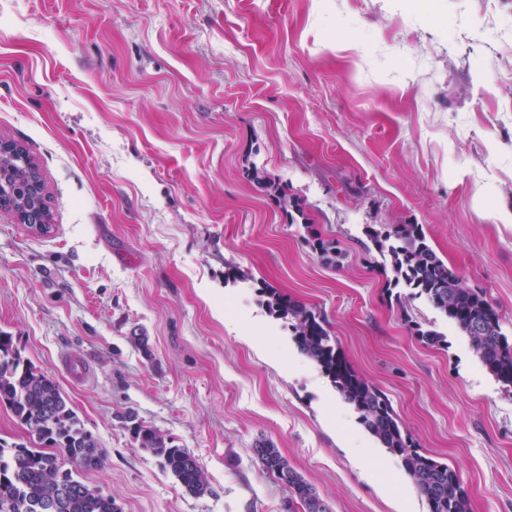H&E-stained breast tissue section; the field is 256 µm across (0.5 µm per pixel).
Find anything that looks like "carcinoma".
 Returning <instances> with one entry per match:
<instances>
[{"instance_id":"carcinoma-1","label":"carcinoma","mask_w":512,"mask_h":512,"mask_svg":"<svg viewBox=\"0 0 512 512\" xmlns=\"http://www.w3.org/2000/svg\"><path fill=\"white\" fill-rule=\"evenodd\" d=\"M368 237L388 253L394 285L412 289L453 322L484 368L512 392V339L502 329L496 307L469 287L438 257L418 224H394ZM268 306L291 322L298 350L330 379L338 394L358 413L360 424L381 447L397 457L429 512H471V501L458 472L414 446L387 396L359 377L315 311L270 291ZM0 404L26 426L23 442H0V512H122L110 495L80 478L83 470L101 466L97 442L59 384L25 360L13 336L0 332ZM138 446L160 460L179 484L200 497L212 493L191 452L144 424L131 410L122 415ZM253 455L262 471L288 489L284 512H331L323 499L269 440L255 444Z\"/></svg>"}]
</instances>
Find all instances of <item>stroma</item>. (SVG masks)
Masks as SVG:
<instances>
[{
  "label": "stroma",
  "mask_w": 512,
  "mask_h": 512,
  "mask_svg": "<svg viewBox=\"0 0 512 512\" xmlns=\"http://www.w3.org/2000/svg\"><path fill=\"white\" fill-rule=\"evenodd\" d=\"M1 137L50 229L0 208V332L96 437L81 477L123 512H283L264 439L332 512H428L267 288L321 314L473 512H512V393L364 247L421 225L512 337V0H0ZM129 409L210 495L138 447ZM122 419L132 432L139 448L157 457L162 467L188 493L196 497L211 494L212 490L203 476L197 459L188 449L173 444V440L165 438L152 427L145 425L134 411H127L122 415Z\"/></svg>",
  "instance_id": "1"
}]
</instances>
